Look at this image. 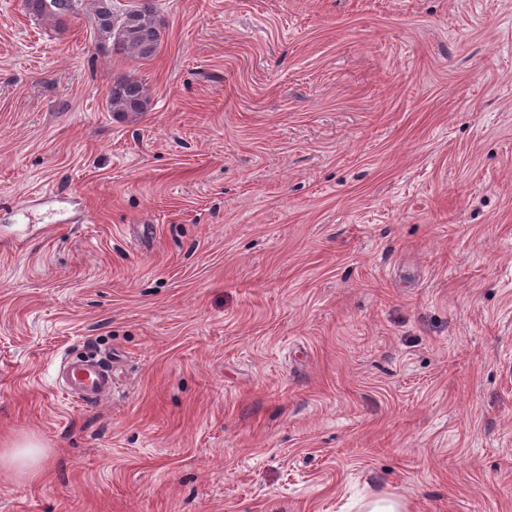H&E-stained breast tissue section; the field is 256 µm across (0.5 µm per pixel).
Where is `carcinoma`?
<instances>
[{
	"label": "carcinoma",
	"mask_w": 512,
	"mask_h": 512,
	"mask_svg": "<svg viewBox=\"0 0 512 512\" xmlns=\"http://www.w3.org/2000/svg\"><path fill=\"white\" fill-rule=\"evenodd\" d=\"M27 11L54 25H63L79 15V9L90 11L97 42L107 45L112 53L134 61H148L158 52L162 27L154 10L153 0H128L124 8L117 0H24ZM110 111L139 114L148 110L145 85L126 76L116 80L109 89Z\"/></svg>",
	"instance_id": "obj_1"
}]
</instances>
